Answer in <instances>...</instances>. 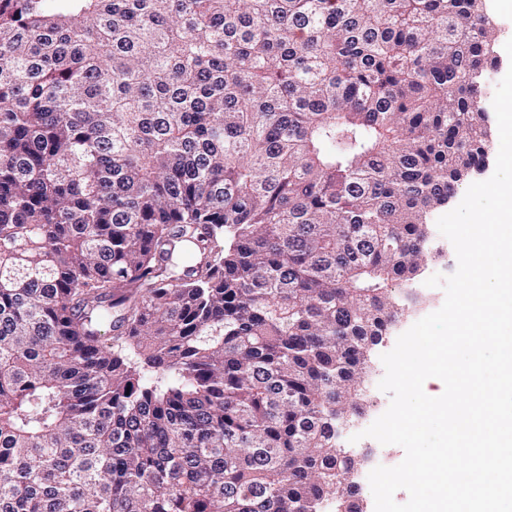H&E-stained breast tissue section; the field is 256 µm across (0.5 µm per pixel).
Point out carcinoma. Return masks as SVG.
Masks as SVG:
<instances>
[{
  "mask_svg": "<svg viewBox=\"0 0 512 512\" xmlns=\"http://www.w3.org/2000/svg\"><path fill=\"white\" fill-rule=\"evenodd\" d=\"M483 0H0V512H360L336 416L488 158Z\"/></svg>",
  "mask_w": 512,
  "mask_h": 512,
  "instance_id": "obj_1",
  "label": "carcinoma"
}]
</instances>
